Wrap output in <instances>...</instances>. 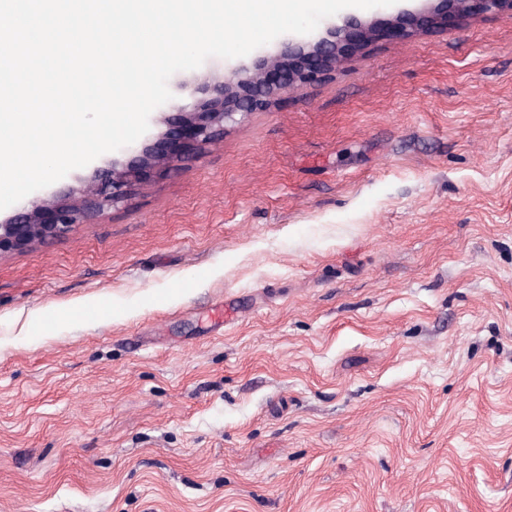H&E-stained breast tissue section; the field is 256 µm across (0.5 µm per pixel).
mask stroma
<instances>
[{"label":"stroma","instance_id":"obj_1","mask_svg":"<svg viewBox=\"0 0 512 512\" xmlns=\"http://www.w3.org/2000/svg\"><path fill=\"white\" fill-rule=\"evenodd\" d=\"M280 46L174 74L135 149ZM0 512H512V11L0 255Z\"/></svg>","mask_w":512,"mask_h":512}]
</instances>
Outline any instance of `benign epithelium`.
I'll list each match as a JSON object with an SVG mask.
<instances>
[{"instance_id": "1", "label": "benign epithelium", "mask_w": 512, "mask_h": 512, "mask_svg": "<svg viewBox=\"0 0 512 512\" xmlns=\"http://www.w3.org/2000/svg\"><path fill=\"white\" fill-rule=\"evenodd\" d=\"M437 6L425 13L403 12L388 32L401 36L430 28L450 16L491 12L509 8L512 0H435ZM379 35V29L350 18L329 28L314 42L295 41L282 45L279 53L258 59L250 68L229 80L204 82L193 93L203 95L189 112H177L167 120L160 151L144 147L124 163L99 169L95 180L80 190V196L34 197L24 201L12 218L0 224V254L30 248L59 237L74 226L126 204L132 187L147 169H170L186 160L178 145L188 142L201 151L224 135L226 125L267 108L297 86L316 81L335 70L351 50Z\"/></svg>"}]
</instances>
